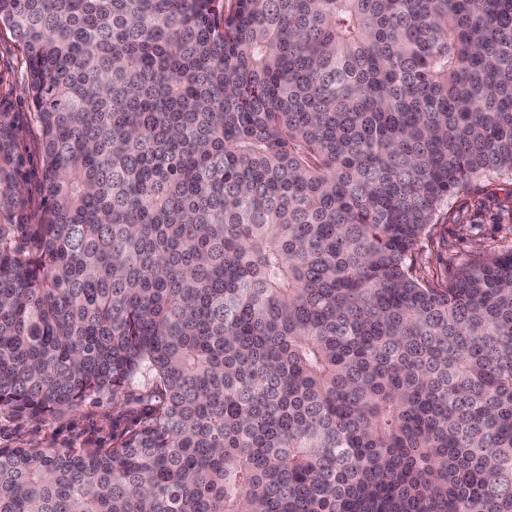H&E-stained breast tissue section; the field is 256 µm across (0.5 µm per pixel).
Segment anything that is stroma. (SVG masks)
<instances>
[{
  "label": "stroma",
  "instance_id": "1",
  "mask_svg": "<svg viewBox=\"0 0 512 512\" xmlns=\"http://www.w3.org/2000/svg\"><path fill=\"white\" fill-rule=\"evenodd\" d=\"M24 47L12 31L0 27V112L15 113L29 133L20 150L27 159L26 179L31 204L40 200L41 158L26 86ZM512 179H485L453 195L433 226L423 254L431 268L458 266L488 244L512 245ZM149 390L135 384L117 399L104 396L50 414L33 415L0 409V448H73L91 451L111 447L125 423L148 403Z\"/></svg>",
  "mask_w": 512,
  "mask_h": 512
}]
</instances>
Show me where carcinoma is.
Segmentation results:
<instances>
[{
    "instance_id": "obj_1",
    "label": "carcinoma",
    "mask_w": 512,
    "mask_h": 512,
    "mask_svg": "<svg viewBox=\"0 0 512 512\" xmlns=\"http://www.w3.org/2000/svg\"><path fill=\"white\" fill-rule=\"evenodd\" d=\"M0 409L135 383L110 448H0V512H512V0H0ZM28 73L24 47L12 31L0 27V112H16L20 124L28 128L26 140L20 151L27 159L26 179L32 207L40 200L41 158L37 143V130L32 109L28 102L26 86ZM511 192L512 179H485L473 183L467 192L448 198V204L436 217L431 232L433 242H427L423 250L428 265L438 270L448 262V267L455 268L488 244L511 246ZM461 222L468 224V231L466 227L460 229Z\"/></svg>"
}]
</instances>
